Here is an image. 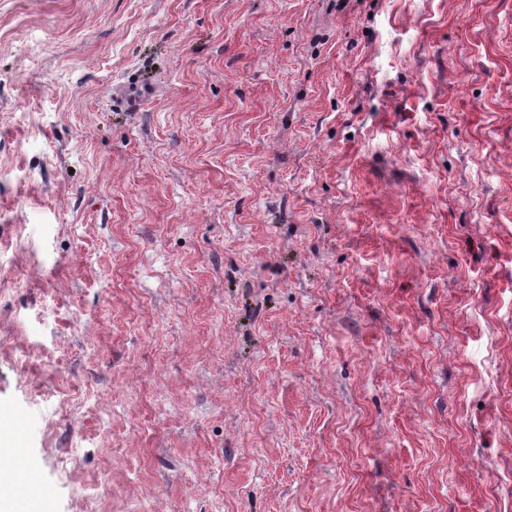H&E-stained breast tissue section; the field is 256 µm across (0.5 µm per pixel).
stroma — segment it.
<instances>
[{"label": "stroma", "mask_w": 512, "mask_h": 512, "mask_svg": "<svg viewBox=\"0 0 512 512\" xmlns=\"http://www.w3.org/2000/svg\"><path fill=\"white\" fill-rule=\"evenodd\" d=\"M16 438L31 512H512V0H0Z\"/></svg>", "instance_id": "obj_1"}]
</instances>
